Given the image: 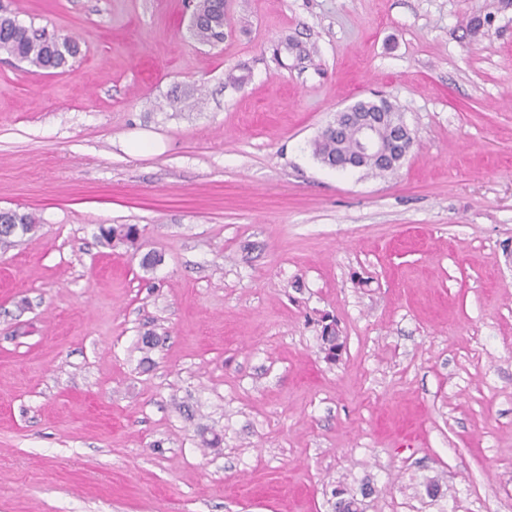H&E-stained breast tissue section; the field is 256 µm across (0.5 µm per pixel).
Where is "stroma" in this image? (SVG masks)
Masks as SVG:
<instances>
[{
    "label": "stroma",
    "mask_w": 512,
    "mask_h": 512,
    "mask_svg": "<svg viewBox=\"0 0 512 512\" xmlns=\"http://www.w3.org/2000/svg\"><path fill=\"white\" fill-rule=\"evenodd\" d=\"M0 7L80 46L0 53V512H512V0ZM377 95L401 166L320 164ZM224 0H198L192 20V33L203 44H215L224 40ZM0 243L9 242V240L18 235H25L34 227V217L29 214H18L16 212H6L0 215Z\"/></svg>",
    "instance_id": "35a3bbf8"
}]
</instances>
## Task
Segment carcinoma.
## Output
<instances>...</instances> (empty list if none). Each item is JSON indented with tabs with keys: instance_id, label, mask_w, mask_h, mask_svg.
I'll list each match as a JSON object with an SVG mask.
<instances>
[{
	"instance_id": "obj_1",
	"label": "carcinoma",
	"mask_w": 512,
	"mask_h": 512,
	"mask_svg": "<svg viewBox=\"0 0 512 512\" xmlns=\"http://www.w3.org/2000/svg\"><path fill=\"white\" fill-rule=\"evenodd\" d=\"M224 0H198L192 20V33L203 44H215L224 40ZM5 53L29 66L30 72L39 74L46 70L63 73L79 54V46L70 38L55 39L33 25L22 24L16 17L0 14V53ZM380 109L396 112L398 107L385 98L359 101L354 111L365 112ZM356 140L351 128L338 131L326 127L313 142V154L323 165L334 166L336 160L355 152ZM35 227L34 217L29 214L6 212L0 215V243H6L18 235H25ZM101 238L107 243L114 241L135 245L136 230L133 227H100Z\"/></svg>"
}]
</instances>
